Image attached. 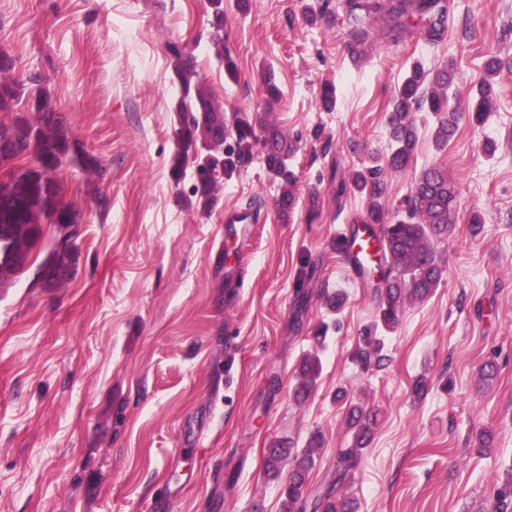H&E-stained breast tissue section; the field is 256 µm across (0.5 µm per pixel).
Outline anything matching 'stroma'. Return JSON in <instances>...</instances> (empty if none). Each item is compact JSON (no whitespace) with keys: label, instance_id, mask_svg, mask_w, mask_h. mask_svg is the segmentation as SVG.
Instances as JSON below:
<instances>
[{"label":"stroma","instance_id":"35a3bbf8","mask_svg":"<svg viewBox=\"0 0 512 512\" xmlns=\"http://www.w3.org/2000/svg\"><path fill=\"white\" fill-rule=\"evenodd\" d=\"M449 2L440 43L381 35L356 63L343 0H224L231 82L209 48V0H0V50L15 76L42 74L82 150L103 165L94 180L74 166L59 173L82 214L72 279L42 288L28 272L0 291V512H152L165 487L159 512H281L284 481L266 475L267 450L321 434L309 482L324 485L350 441L340 388L378 413L353 471L355 512H494L512 465V69L495 78L488 118L461 120L444 148L434 114L414 112V164L384 172L393 217L424 167L447 168L458 195L457 221L436 245L442 281L394 330H378L381 370L352 359L376 308L336 249L366 201L351 187L337 195L334 180L385 160L387 115L410 65L454 63L449 104L463 108L489 56L512 60V0ZM174 43L226 116L259 113L282 129L296 174L289 213L259 146L210 213L186 205L190 181L169 174ZM269 77L280 88L273 101ZM326 84L336 88L329 109ZM96 192L109 199L107 219ZM247 206L261 218L244 242L225 234L224 215ZM475 212L485 219L477 232ZM336 291L346 296L338 313L326 303ZM308 353L322 371L298 405L295 371ZM489 361L496 375L485 381ZM422 375L431 388L418 398ZM487 428L494 439L482 448Z\"/></svg>","mask_w":512,"mask_h":512}]
</instances>
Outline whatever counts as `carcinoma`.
Masks as SVG:
<instances>
[{"mask_svg":"<svg viewBox=\"0 0 512 512\" xmlns=\"http://www.w3.org/2000/svg\"><path fill=\"white\" fill-rule=\"evenodd\" d=\"M347 13L355 25L359 42L370 37V21L380 18L384 31L397 42L410 30L425 40L436 43L443 39L447 21L444 0H346ZM210 44L214 57L223 64L229 79L238 78V67L224 56V13L220 2L214 3L210 23ZM172 66L178 83L175 112L176 149L170 168L174 182L188 177L192 182L189 205L209 213L216 203V189L236 173L253 152L257 142L256 129L263 132L265 163L282 184L277 207L286 213L294 208L292 187L294 172L288 166L289 151L285 149L279 129L258 118L252 120L239 114L228 121L224 112L214 105L210 87L200 77L190 57L176 44L169 47ZM509 61L497 55L486 60L487 78L483 80L470 105L468 118L478 123L493 111L496 98L494 79ZM13 59L0 51V113L12 115L10 122L0 121V160L31 152L32 162L20 169H11L0 179V290L14 284L28 271L34 261L33 251L43 237V226L56 229L81 223L79 208L64 199L59 171L67 163L88 174L99 172L98 160L79 148L78 140L59 113L40 107L48 94L33 93L27 84L13 77ZM456 81L454 65L445 64L428 75L415 64L394 92L387 115L392 150L386 166L404 171L415 159L418 128L411 112L426 110L438 116L434 137L443 148L454 138L463 113L448 108V89ZM433 84L440 92H427ZM378 166L354 171L351 185L366 199L365 210L352 219L354 224H371L380 239V252L373 257L370 272L380 271L383 277L378 293V323L385 329L396 327L403 307L409 301L423 302L438 287L444 265L434 242L455 223L457 186L448 169L442 166L423 168L416 176L406 198L407 215L397 220L389 218L386 189ZM78 261L75 242L53 243L39 265L44 281L54 288L61 287L74 274ZM380 342L366 335L353 354L364 368L381 367ZM317 355L305 356L298 367L293 398L306 399L315 389L321 374ZM336 400L346 404L345 417L353 430L350 447L340 453L341 465L336 476L313 503H308L306 489L315 455L321 446V436L310 438L307 447L293 454V465L282 491V512H353L347 497L350 472L357 465L363 450L371 441L377 413L348 400L347 391L336 392ZM290 448L281 443L268 449L265 461L267 474L281 475V464ZM495 512L512 509V467L504 469L496 483Z\"/></svg>","mask_w":512,"mask_h":512,"instance_id":"carcinoma-1","label":"carcinoma"}]
</instances>
